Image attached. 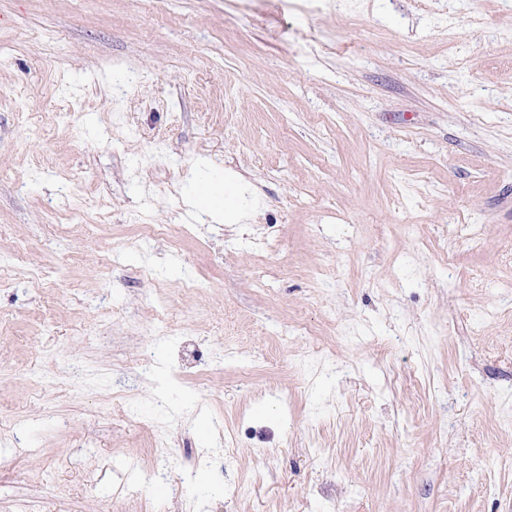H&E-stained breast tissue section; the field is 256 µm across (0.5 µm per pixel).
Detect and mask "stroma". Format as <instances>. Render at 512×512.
<instances>
[{"label":"stroma","instance_id":"35a3bbf8","mask_svg":"<svg viewBox=\"0 0 512 512\" xmlns=\"http://www.w3.org/2000/svg\"><path fill=\"white\" fill-rule=\"evenodd\" d=\"M6 259L0 512H512V0H0Z\"/></svg>","mask_w":512,"mask_h":512}]
</instances>
